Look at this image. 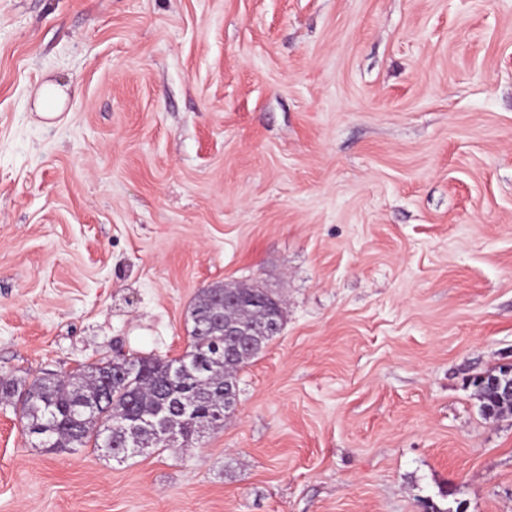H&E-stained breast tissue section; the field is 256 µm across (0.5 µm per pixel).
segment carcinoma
<instances>
[{"instance_id": "cac0c4a2", "label": "carcinoma", "mask_w": 512, "mask_h": 512, "mask_svg": "<svg viewBox=\"0 0 512 512\" xmlns=\"http://www.w3.org/2000/svg\"><path fill=\"white\" fill-rule=\"evenodd\" d=\"M268 307L283 310L282 302L267 293L260 304L246 301L233 306L232 311L255 319L264 315ZM222 345V336H190L186 356L193 359L197 353L205 351L209 359L201 374L175 384L168 383V360L135 356L137 371L123 382L113 381L107 375L112 370L109 359L82 366L67 376L48 372L27 386L13 380L0 381V398L12 400L19 409L26 420L25 434L40 438L48 433L47 448L91 445L99 449L109 447L113 427L130 414L153 418L160 408L157 392L166 386L171 402L167 416L170 422L182 426L186 446L190 447L197 425L211 419V401H224V383L237 386L238 371L251 361L248 356L233 364L224 363V354L215 352V348ZM486 376L497 379L503 387L512 385V372L503 366L487 371ZM484 377L479 375L471 381L482 414L487 417L512 415V398L491 390ZM78 393L96 405L95 413L76 412L74 403Z\"/></svg>"}]
</instances>
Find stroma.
Here are the masks:
<instances>
[{
  "label": "stroma",
  "mask_w": 512,
  "mask_h": 512,
  "mask_svg": "<svg viewBox=\"0 0 512 512\" xmlns=\"http://www.w3.org/2000/svg\"><path fill=\"white\" fill-rule=\"evenodd\" d=\"M224 283L284 307L232 418L119 462L0 403V512H512V0H0V378ZM41 114L47 117L58 115L64 103V95L59 88L46 87L40 95ZM487 375L486 382L483 376ZM475 376L471 384L477 391L480 401V411L487 417H499L504 414L512 415V399L502 394V391H493L487 386L489 378H495L499 381L502 388L512 385V373L500 366L498 369L489 370L486 373Z\"/></svg>",
  "instance_id": "stroma-1"
}]
</instances>
